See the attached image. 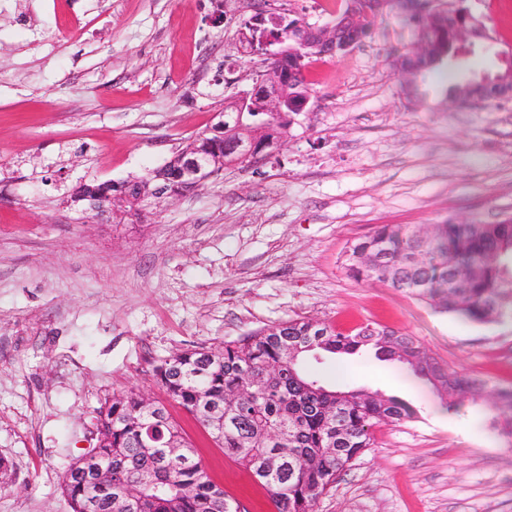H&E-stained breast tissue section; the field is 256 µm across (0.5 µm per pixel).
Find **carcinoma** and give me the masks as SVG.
Wrapping results in <instances>:
<instances>
[{
  "label": "carcinoma",
  "mask_w": 512,
  "mask_h": 512,
  "mask_svg": "<svg viewBox=\"0 0 512 512\" xmlns=\"http://www.w3.org/2000/svg\"><path fill=\"white\" fill-rule=\"evenodd\" d=\"M299 22L267 16L253 25L259 33L256 50L274 53L279 39ZM465 16L450 12L440 22L423 26L425 53L398 58L411 74L436 67L448 57ZM263 88L224 102V123L199 133L161 167L121 182H85L73 188L71 201L100 195L107 207L98 218L114 224L141 219L139 199L166 184L177 195L195 190L181 178L185 158L197 155L213 174L233 163L232 137L224 126L237 119L247 131L271 144L288 127V108L274 112L262 103ZM512 224L434 225L424 240L401 224H384L352 242L345 265L357 281L379 280L398 291L428 301L435 308L476 323L512 318ZM424 259L417 261V256ZM378 257L381 265L365 262ZM293 341L307 350L288 368L286 346ZM386 350L385 359L408 366L432 384L450 409L461 398L477 402L486 381L450 371L427 354L412 336L367 324L349 333L306 319L259 329L224 347L187 349L155 367V378L169 399L203 427L215 447L233 458L272 495L275 512H314L317 499L367 448L381 423L415 417V410L395 397L358 389H336L306 372L321 356H353ZM490 427L512 440V387L496 390ZM97 463L110 467L112 495L96 494L93 463L73 460L61 478V489L72 512L97 499L93 512H246L213 480L196 458L194 446L167 406L131 388L104 400L97 409ZM138 488L134 499L122 490Z\"/></svg>",
  "instance_id": "cac0c4a2"
}]
</instances>
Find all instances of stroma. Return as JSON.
Segmentation results:
<instances>
[{
	"label": "stroma",
	"mask_w": 512,
	"mask_h": 512,
	"mask_svg": "<svg viewBox=\"0 0 512 512\" xmlns=\"http://www.w3.org/2000/svg\"><path fill=\"white\" fill-rule=\"evenodd\" d=\"M265 0H0V512H71L61 475L97 444L105 398L161 399L173 353L291 319L414 336L452 370L512 385V321L443 313L343 265L382 224L512 218V100L460 108L441 70L408 92L416 29L385 8L362 45L304 74L309 101L256 162L233 164L135 224L85 220L67 193L161 167L251 88L240 49ZM325 383L397 397L416 416L374 445L315 512H512V443L492 401L444 406L371 354L327 357ZM214 480L247 512L270 494L178 406Z\"/></svg>",
	"instance_id": "obj_1"
}]
</instances>
